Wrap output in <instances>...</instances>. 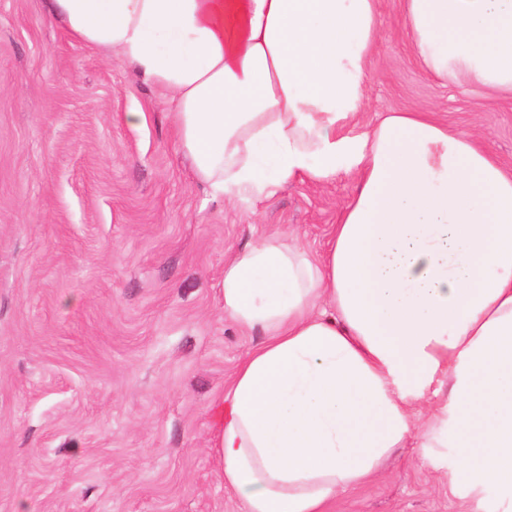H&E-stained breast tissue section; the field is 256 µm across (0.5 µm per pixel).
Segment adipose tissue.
I'll return each mask as SVG.
<instances>
[{"label":"adipose tissue","mask_w":512,"mask_h":512,"mask_svg":"<svg viewBox=\"0 0 512 512\" xmlns=\"http://www.w3.org/2000/svg\"><path fill=\"white\" fill-rule=\"evenodd\" d=\"M380 2L49 0L167 93L214 196L357 183L324 254L279 232L224 265L261 337L215 409L245 512H327L413 436L470 512H512V168L424 112L363 124ZM399 31L425 73L512 95V0H400Z\"/></svg>","instance_id":"ef3b65f1"}]
</instances>
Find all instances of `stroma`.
<instances>
[{
    "label": "stroma",
    "mask_w": 512,
    "mask_h": 512,
    "mask_svg": "<svg viewBox=\"0 0 512 512\" xmlns=\"http://www.w3.org/2000/svg\"><path fill=\"white\" fill-rule=\"evenodd\" d=\"M46 2L0 0V512H243L212 407L261 338L225 319L224 264L282 230L323 253L355 180L213 197L164 91ZM365 97L363 123L428 112L512 166V97L426 76L397 0L381 8ZM329 512L462 506L413 438Z\"/></svg>",
    "instance_id": "1"
}]
</instances>
